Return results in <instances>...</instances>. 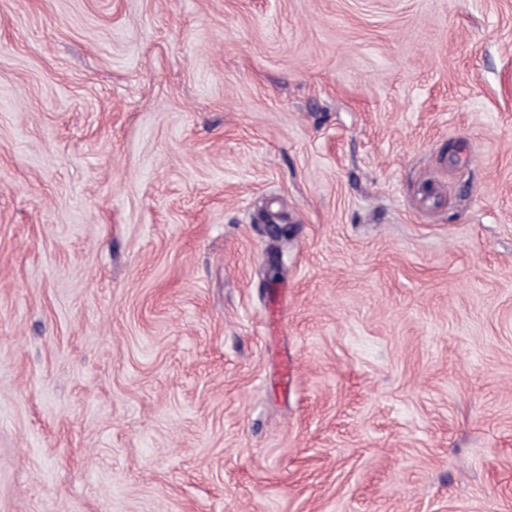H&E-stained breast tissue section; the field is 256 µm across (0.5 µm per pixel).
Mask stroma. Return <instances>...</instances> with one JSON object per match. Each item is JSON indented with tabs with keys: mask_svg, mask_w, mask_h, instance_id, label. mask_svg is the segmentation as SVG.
Returning a JSON list of instances; mask_svg holds the SVG:
<instances>
[{
	"mask_svg": "<svg viewBox=\"0 0 512 512\" xmlns=\"http://www.w3.org/2000/svg\"><path fill=\"white\" fill-rule=\"evenodd\" d=\"M0 512H512V0H0Z\"/></svg>",
	"mask_w": 512,
	"mask_h": 512,
	"instance_id": "1",
	"label": "stroma"
}]
</instances>
